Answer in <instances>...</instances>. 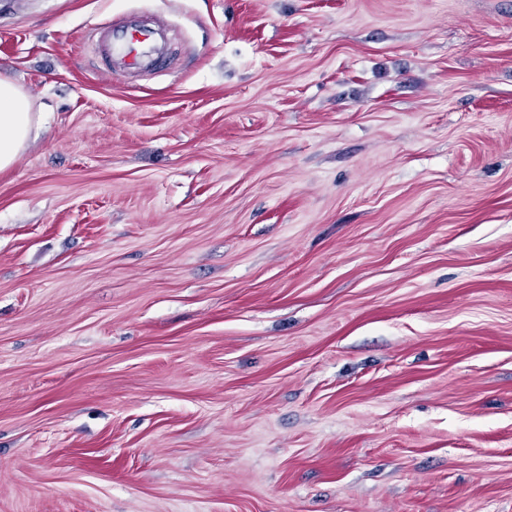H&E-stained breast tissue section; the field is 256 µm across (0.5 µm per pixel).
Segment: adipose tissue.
<instances>
[{
    "label": "adipose tissue",
    "mask_w": 512,
    "mask_h": 512,
    "mask_svg": "<svg viewBox=\"0 0 512 512\" xmlns=\"http://www.w3.org/2000/svg\"><path fill=\"white\" fill-rule=\"evenodd\" d=\"M31 126L28 101L12 82L0 79V169L12 165Z\"/></svg>",
    "instance_id": "adipose-tissue-1"
}]
</instances>
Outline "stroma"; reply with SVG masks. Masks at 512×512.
<instances>
[{
	"label": "stroma",
	"instance_id": "obj_1",
	"mask_svg": "<svg viewBox=\"0 0 512 512\" xmlns=\"http://www.w3.org/2000/svg\"><path fill=\"white\" fill-rule=\"evenodd\" d=\"M0 78V512H512V0H0ZM155 29L149 30L138 26H129L125 29L120 42V48L125 52L127 65L130 68H139L144 63L142 50L154 33ZM28 101L12 82L0 79V169L12 165L24 147L31 126Z\"/></svg>",
	"mask_w": 512,
	"mask_h": 512
}]
</instances>
